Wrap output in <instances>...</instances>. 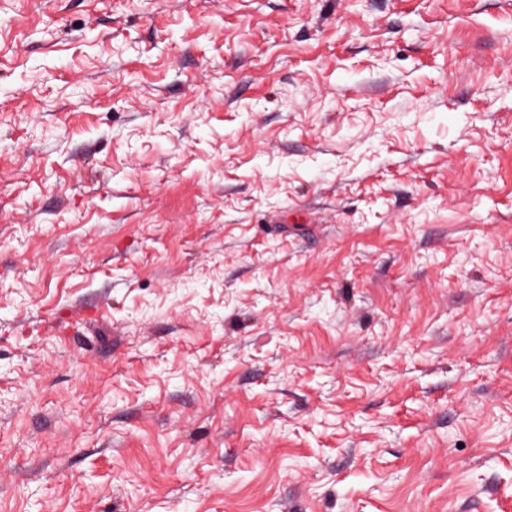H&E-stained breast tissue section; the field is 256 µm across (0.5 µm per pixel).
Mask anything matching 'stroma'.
Returning a JSON list of instances; mask_svg holds the SVG:
<instances>
[{
  "instance_id": "stroma-1",
  "label": "stroma",
  "mask_w": 512,
  "mask_h": 512,
  "mask_svg": "<svg viewBox=\"0 0 512 512\" xmlns=\"http://www.w3.org/2000/svg\"><path fill=\"white\" fill-rule=\"evenodd\" d=\"M0 512H512V0H0Z\"/></svg>"
}]
</instances>
